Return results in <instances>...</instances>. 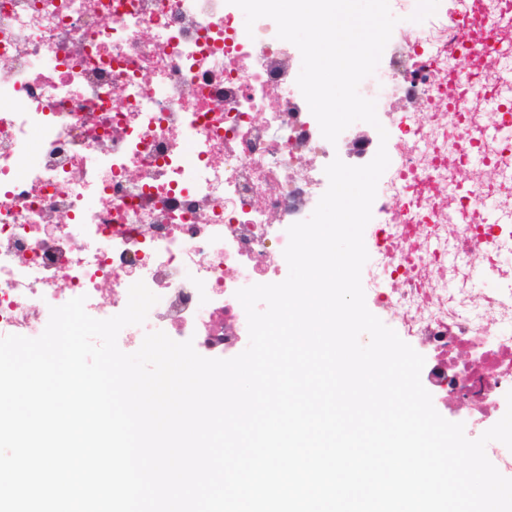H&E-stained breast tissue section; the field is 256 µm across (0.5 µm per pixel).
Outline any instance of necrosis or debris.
<instances>
[{
	"label": "necrosis or debris",
	"mask_w": 512,
	"mask_h": 512,
	"mask_svg": "<svg viewBox=\"0 0 512 512\" xmlns=\"http://www.w3.org/2000/svg\"><path fill=\"white\" fill-rule=\"evenodd\" d=\"M511 7L440 0L422 27L394 29L359 86L395 130L363 289L427 354L431 396L476 425L507 409L512 296L449 293L464 272L440 242L512 280L448 194L466 125L496 119L487 26ZM298 63L272 19L246 28L227 0H0V336L36 334L79 296L90 316L120 313L141 280L159 301L126 335L242 351L235 293L286 267L287 229L319 201L333 150L293 92Z\"/></svg>",
	"instance_id": "4bbe7bcc"
}]
</instances>
